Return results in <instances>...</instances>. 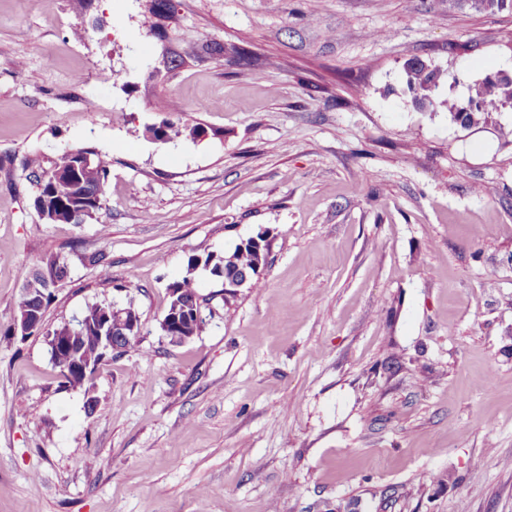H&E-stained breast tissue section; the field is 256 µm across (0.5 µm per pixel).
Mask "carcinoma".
Segmentation results:
<instances>
[{
	"instance_id": "cac0c4a2",
	"label": "carcinoma",
	"mask_w": 512,
	"mask_h": 512,
	"mask_svg": "<svg viewBox=\"0 0 512 512\" xmlns=\"http://www.w3.org/2000/svg\"><path fill=\"white\" fill-rule=\"evenodd\" d=\"M448 79V74L438 70H431L423 63L415 61L406 69V84L414 95V101L420 108L428 110L437 104L435 92ZM512 100V82L504 83L485 79L471 88L468 102L476 111L491 114L503 109L504 103ZM89 152L87 148H73L64 152L51 161L55 180H35L37 193L34 203L37 206L48 208L51 214L48 222L78 224L86 217H90L102 209L105 186L109 171L100 158L90 167L77 165L79 155ZM258 260L256 252L249 248H236L225 256L224 268L228 275L240 277L244 274L250 276L247 287L255 289L261 286L260 277L256 276L254 265ZM198 258L194 255L188 257L184 275L173 281L171 287L180 291L183 302H192L196 311L206 308L207 299L201 297L196 289L195 269ZM25 288H35L30 299H20L17 305L16 316L24 315V310L30 307L37 309L38 321L31 327L29 335L36 333L42 335L46 344H51L57 336L68 335L66 323L61 322L54 327H48L44 322V315L52 299V292L44 287L40 274L36 271L24 274ZM111 305L95 302L86 305L80 312V318L86 325L85 331L74 339L73 351L50 349L51 359L59 369L64 383L72 387L84 388V393L93 395V374L97 366L112 353L105 348L104 341L96 330V326L104 312ZM84 364L88 367L85 374H76V367Z\"/></svg>"
}]
</instances>
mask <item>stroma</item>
Here are the masks:
<instances>
[{
	"instance_id": "obj_1",
	"label": "stroma",
	"mask_w": 512,
	"mask_h": 512,
	"mask_svg": "<svg viewBox=\"0 0 512 512\" xmlns=\"http://www.w3.org/2000/svg\"><path fill=\"white\" fill-rule=\"evenodd\" d=\"M156 2L0 0V512H512V108H447L512 71V11ZM414 60L457 77L436 111ZM76 147L109 165L103 208L45 223L24 162ZM263 228L262 287L198 271L213 316L169 342L188 257ZM51 253L47 325L140 317L92 409L42 337H6ZM448 79V74L430 70L423 63L414 61L406 69V84L414 95V101L423 110L434 108L437 104L435 92Z\"/></svg>"
}]
</instances>
